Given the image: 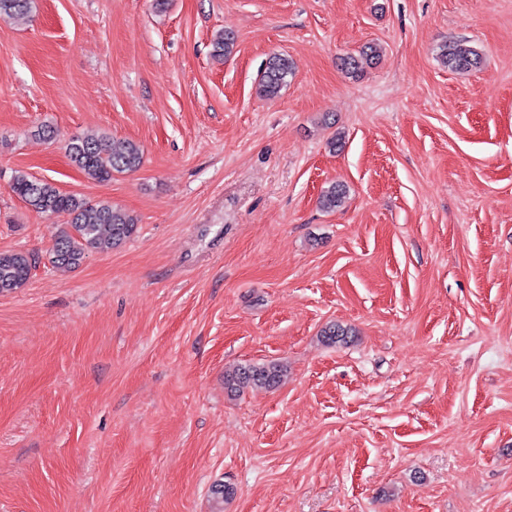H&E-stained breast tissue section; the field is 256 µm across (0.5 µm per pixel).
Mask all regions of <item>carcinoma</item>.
Returning <instances> with one entry per match:
<instances>
[{"label": "carcinoma", "mask_w": 512, "mask_h": 512, "mask_svg": "<svg viewBox=\"0 0 512 512\" xmlns=\"http://www.w3.org/2000/svg\"><path fill=\"white\" fill-rule=\"evenodd\" d=\"M34 0H0V19L17 21L29 16ZM235 46L231 33L221 32L213 40L212 56L224 58ZM379 57L377 47L368 45L359 55L344 59L345 70L356 76ZM438 57L452 71H468L482 64L481 55L464 40L439 47ZM293 75L290 61L283 55L271 57L258 80L260 96L273 99ZM69 158L87 178L102 183L112 175L134 171L142 163L141 146L127 139H114L107 134L75 136L69 143ZM10 189L38 214L48 217L65 215L68 223L59 224L54 233L50 263L57 268H76L91 251L112 250L123 245L137 230V220L125 210L108 201L91 202L75 194L59 190L53 183L23 172L13 175ZM347 196L346 187L333 184L320 197V206L334 210ZM35 258L22 251L0 253V294L14 293L28 283ZM284 375L277 362L245 365L226 376L225 386L237 392L247 387L272 388ZM234 495L233 487L217 484L211 488L213 512H224V501Z\"/></svg>", "instance_id": "obj_1"}]
</instances>
